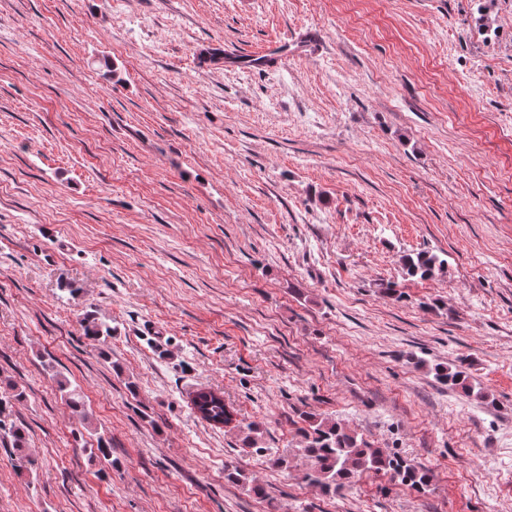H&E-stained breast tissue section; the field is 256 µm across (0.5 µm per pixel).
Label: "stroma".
Returning a JSON list of instances; mask_svg holds the SVG:
<instances>
[{
  "instance_id": "1",
  "label": "stroma",
  "mask_w": 512,
  "mask_h": 512,
  "mask_svg": "<svg viewBox=\"0 0 512 512\" xmlns=\"http://www.w3.org/2000/svg\"><path fill=\"white\" fill-rule=\"evenodd\" d=\"M282 43L283 66L198 61ZM418 250L446 275L404 277ZM461 360L483 399L434 380ZM12 385L39 466L0 438V512H512V0H0ZM201 388L235 425L192 415ZM308 414L428 491L305 485ZM80 325L84 335L90 340L105 342L108 337L112 336V328L103 322H99L93 312L84 313L80 319ZM57 384L61 397L73 414L80 415L83 420L88 419V414L84 409L83 398L80 391L71 385L66 379L57 378Z\"/></svg>"
}]
</instances>
